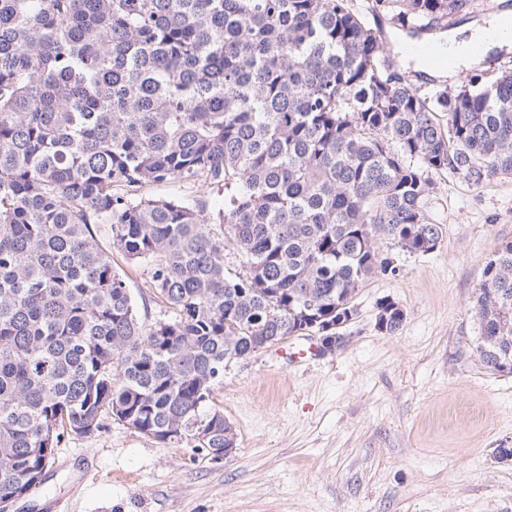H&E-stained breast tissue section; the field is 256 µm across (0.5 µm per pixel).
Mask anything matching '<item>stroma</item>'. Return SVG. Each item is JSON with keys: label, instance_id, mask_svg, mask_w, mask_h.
I'll return each instance as SVG.
<instances>
[{"label": "stroma", "instance_id": "stroma-1", "mask_svg": "<svg viewBox=\"0 0 512 512\" xmlns=\"http://www.w3.org/2000/svg\"><path fill=\"white\" fill-rule=\"evenodd\" d=\"M399 65L421 92L454 93L471 76L512 71V53L445 77L411 58ZM432 181L440 243L397 253L395 274L360 287L335 351L294 363L278 344L225 369L215 394L237 433L231 456L209 460L116 422L55 449L44 499L70 512H512V459L496 455L512 448V374L481 364L471 310L485 265L512 241V175ZM145 194L224 204L199 183ZM386 297L405 313L394 335L375 327Z\"/></svg>", "mask_w": 512, "mask_h": 512}]
</instances>
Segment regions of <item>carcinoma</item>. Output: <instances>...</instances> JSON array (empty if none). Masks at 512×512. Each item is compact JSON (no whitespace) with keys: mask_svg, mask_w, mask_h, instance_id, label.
I'll return each mask as SVG.
<instances>
[{"mask_svg":"<svg viewBox=\"0 0 512 512\" xmlns=\"http://www.w3.org/2000/svg\"><path fill=\"white\" fill-rule=\"evenodd\" d=\"M475 8L0 0L1 506L114 421L219 459L237 441L215 401L231 361L336 321L367 278L395 273L378 239L432 252L430 173L512 175V73L422 94L371 24L387 13L414 40ZM173 181L224 207L140 194ZM112 248L147 277L158 318ZM377 308V330L398 333L399 305ZM473 309L478 358L502 374L512 241ZM113 259L115 267H119L126 271L130 291L132 292L142 315L144 311H148L151 319L156 318L159 314V306H157L150 297L152 294L146 276L140 275L138 272L129 268L125 264L121 255L115 250H113Z\"/></svg>","mask_w":512,"mask_h":512,"instance_id":"carcinoma-1","label":"carcinoma"}]
</instances>
